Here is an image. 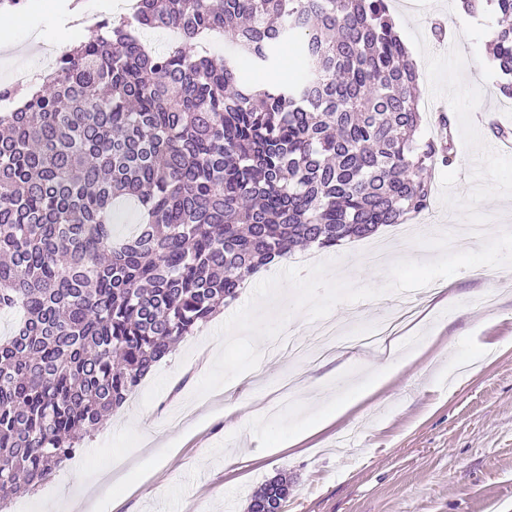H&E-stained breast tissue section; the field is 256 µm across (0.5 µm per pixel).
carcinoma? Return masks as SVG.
Instances as JSON below:
<instances>
[{
    "mask_svg": "<svg viewBox=\"0 0 512 512\" xmlns=\"http://www.w3.org/2000/svg\"><path fill=\"white\" fill-rule=\"evenodd\" d=\"M169 28L157 51L141 32ZM227 39L221 63L187 50ZM296 74L254 87L246 69ZM492 57L512 98V23ZM417 75L387 0H136L0 112V504L43 484L152 367L297 246L428 208L447 138L418 137ZM136 233L116 240V202ZM274 477L247 512L287 502ZM297 64V48L294 45H289L283 52L281 65L276 69H268L259 71L256 74H249L248 80L252 84H269L279 82L287 78L294 73ZM274 75L276 79L265 80L266 77Z\"/></svg>",
    "mask_w": 512,
    "mask_h": 512,
    "instance_id": "cac0c4a2",
    "label": "carcinoma"
}]
</instances>
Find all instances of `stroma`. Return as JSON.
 <instances>
[{
  "mask_svg": "<svg viewBox=\"0 0 512 512\" xmlns=\"http://www.w3.org/2000/svg\"><path fill=\"white\" fill-rule=\"evenodd\" d=\"M23 19L5 33L17 47L0 62V85L13 81L18 66H30L25 50L38 7L31 0ZM403 43L418 31L428 52L445 49L431 33L434 24L456 28L466 58L465 84L480 88L472 121L487 146L492 126L512 118V99L499 90L487 53L499 20L494 7L476 16L458 0H387ZM427 52V53H428ZM432 215L416 219L421 234L455 229L458 250L478 249L467 233L463 211L444 206L440 172H433ZM382 244L392 260L429 262L435 250L417 245L398 227L386 226L372 240H356L321 252L324 261L350 267L347 282L383 285L387 273L365 262L369 242ZM416 318L394 338L409 361L395 379L348 417L315 432L359 383L366 348L349 342L322 360L262 356L260 378L243 373L202 399L194 392L217 354L219 327L243 307L237 299L211 322L185 337L167 360L158 362L123 409L81 442L51 482L17 499L10 512H45L79 492V479H93L113 457L129 448L139 454L112 484L100 488L99 512H247L261 483L280 475L292 491L286 512H512V265L475 267L429 286ZM397 293L373 300L342 302L332 314L349 335L382 321ZM265 411L253 420L234 411L235 402ZM162 431L150 446L138 432L152 424Z\"/></svg>",
  "mask_w": 512,
  "mask_h": 512,
  "instance_id": "1",
  "label": "stroma"
}]
</instances>
